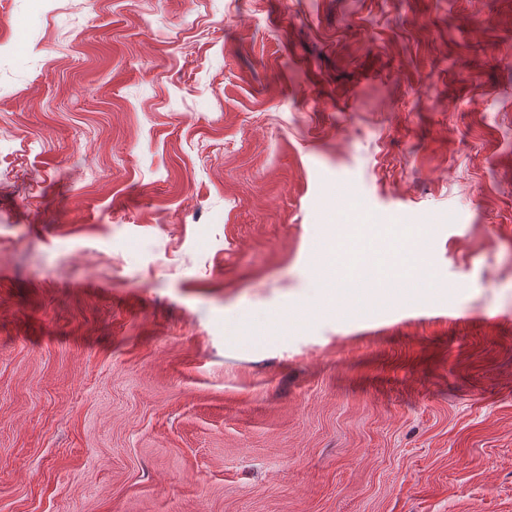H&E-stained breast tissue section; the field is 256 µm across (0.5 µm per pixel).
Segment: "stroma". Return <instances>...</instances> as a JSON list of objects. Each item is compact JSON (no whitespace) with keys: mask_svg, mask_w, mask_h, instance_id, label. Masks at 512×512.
Segmentation results:
<instances>
[{"mask_svg":"<svg viewBox=\"0 0 512 512\" xmlns=\"http://www.w3.org/2000/svg\"><path fill=\"white\" fill-rule=\"evenodd\" d=\"M0 512H512V0H0ZM322 224V237L336 241L328 258L330 273L320 278L323 300L356 303L362 300L370 307L393 304L409 307L430 293L434 272L420 259L423 225L410 227L391 225L384 234L369 225L354 226L357 232L345 234L343 224L329 215ZM368 284H382L369 288ZM402 284L401 292L391 288Z\"/></svg>","mask_w":512,"mask_h":512,"instance_id":"stroma-1","label":"stroma"}]
</instances>
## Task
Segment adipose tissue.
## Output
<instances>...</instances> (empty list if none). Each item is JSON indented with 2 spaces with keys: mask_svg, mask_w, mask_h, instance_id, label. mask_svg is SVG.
<instances>
[{
  "mask_svg": "<svg viewBox=\"0 0 512 512\" xmlns=\"http://www.w3.org/2000/svg\"><path fill=\"white\" fill-rule=\"evenodd\" d=\"M322 235L336 244L328 258L330 272L319 282L323 299L408 307L429 293L435 275L420 258L419 232L393 225L381 234L361 224L348 235L331 215Z\"/></svg>",
  "mask_w": 512,
  "mask_h": 512,
  "instance_id": "ef3b65f1",
  "label": "adipose tissue"
}]
</instances>
